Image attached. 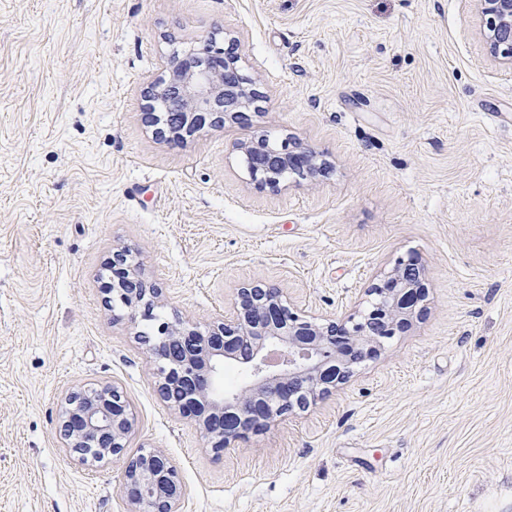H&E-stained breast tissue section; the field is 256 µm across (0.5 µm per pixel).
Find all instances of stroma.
I'll list each match as a JSON object with an SVG mask.
<instances>
[{
  "mask_svg": "<svg viewBox=\"0 0 512 512\" xmlns=\"http://www.w3.org/2000/svg\"><path fill=\"white\" fill-rule=\"evenodd\" d=\"M213 35L257 108L157 138L145 87ZM258 130L330 169L254 188L232 145ZM116 243L160 316L202 326L254 281L353 314L411 254L429 300L341 389L217 455L106 302ZM112 382L180 512H512V69L476 0H0V512H127L123 458L60 443L65 394Z\"/></svg>",
  "mask_w": 512,
  "mask_h": 512,
  "instance_id": "stroma-1",
  "label": "stroma"
}]
</instances>
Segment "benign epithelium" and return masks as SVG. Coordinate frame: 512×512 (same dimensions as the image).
Listing matches in <instances>:
<instances>
[{
  "label": "benign epithelium",
  "mask_w": 512,
  "mask_h": 512,
  "mask_svg": "<svg viewBox=\"0 0 512 512\" xmlns=\"http://www.w3.org/2000/svg\"><path fill=\"white\" fill-rule=\"evenodd\" d=\"M489 55L512 66V0H477ZM239 58L213 37L193 51L174 56L163 75L145 90L147 122L154 132L182 141L208 127L241 120L256 96L242 81ZM249 179L260 189L278 190L288 180H311L328 162L288 137L265 134L235 144ZM112 305L131 323L146 319L162 291L147 280L142 262L115 248L108 262ZM370 307L359 318L317 321L296 313L274 285L240 288L230 315L202 331L187 321H163L146 345L158 390L168 406L193 420L216 453L250 433L271 426L275 416L303 411L346 383L353 364L376 356L383 344L413 324L428 295L425 268L410 255L370 289ZM250 370L243 390L218 393L224 363ZM136 416L115 384L67 394L60 416L62 446L83 465L121 455L135 431ZM120 489L127 512H180L183 485L160 448H142L126 458Z\"/></svg>",
  "instance_id": "1"
}]
</instances>
